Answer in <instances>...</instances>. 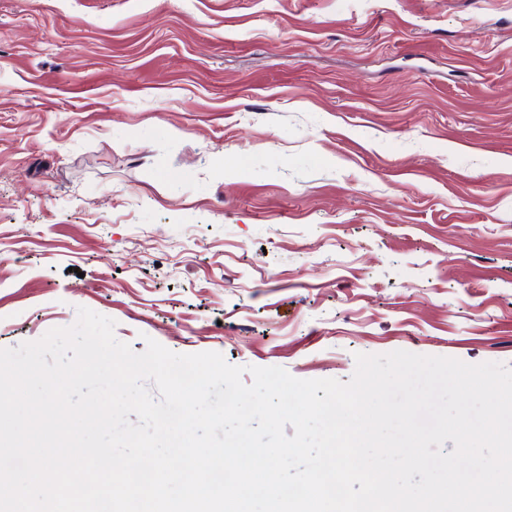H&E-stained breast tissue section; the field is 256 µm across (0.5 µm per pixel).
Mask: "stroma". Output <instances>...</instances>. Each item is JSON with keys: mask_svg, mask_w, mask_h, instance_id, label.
<instances>
[{"mask_svg": "<svg viewBox=\"0 0 512 512\" xmlns=\"http://www.w3.org/2000/svg\"><path fill=\"white\" fill-rule=\"evenodd\" d=\"M512 368V0H0V348Z\"/></svg>", "mask_w": 512, "mask_h": 512, "instance_id": "stroma-1", "label": "stroma"}]
</instances>
